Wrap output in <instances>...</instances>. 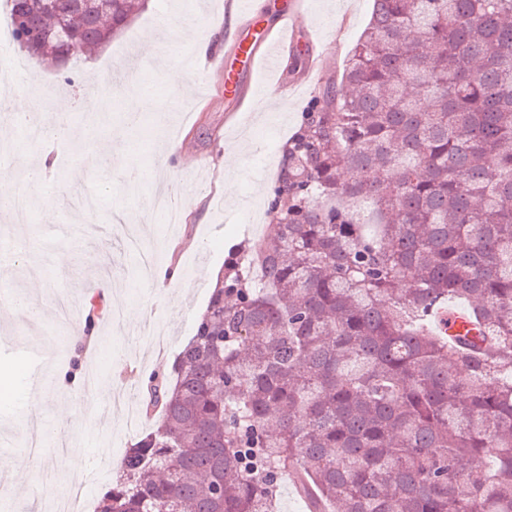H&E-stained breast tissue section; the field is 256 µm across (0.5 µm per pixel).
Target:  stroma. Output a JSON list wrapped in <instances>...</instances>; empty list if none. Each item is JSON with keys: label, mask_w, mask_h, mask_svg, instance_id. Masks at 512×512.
I'll return each mask as SVG.
<instances>
[{"label": "stroma", "mask_w": 512, "mask_h": 512, "mask_svg": "<svg viewBox=\"0 0 512 512\" xmlns=\"http://www.w3.org/2000/svg\"><path fill=\"white\" fill-rule=\"evenodd\" d=\"M372 9V0H305L299 50L314 47L324 57L315 84L288 101L271 94L273 73L255 76L253 110L242 126L224 122V92L214 89L213 78L196 70L186 73L181 88L163 76L169 65L181 64L188 54L207 50L223 56L224 0H147L133 21L91 60L73 57L60 68L29 61L25 79L46 89L40 108L44 117L64 115L71 136L46 142L13 166L22 190L40 198L37 187L22 179L26 164L51 158L47 175L65 189V204L52 221L33 213L30 223H15L0 213V250L23 252L31 270L21 273L15 262L0 263V293L14 295L16 304L0 306V368L16 367V389L22 400L33 401L47 431V450L31 457L24 428L28 418L19 407L0 406V487H7L8 503L17 512H41L43 473L54 474L57 491L82 479L87 467L97 473L112 470L124 457L125 447L114 436L126 422V405L115 404L116 390L128 391L138 401L141 376L169 369L191 336L205 310L212 276L231 250L257 236L256 225L265 216L267 196L277 176L280 148L295 132L316 84L330 69L341 65L356 44ZM171 17L167 33L158 20ZM193 26L195 38L183 35ZM153 73L157 100L153 109L132 122L124 108V87L143 67ZM120 76L121 91L105 94L107 111L91 114L80 101L98 93L107 75ZM137 166L129 168L126 154ZM111 182L109 197L99 187ZM177 187L193 198L197 208L183 213L177 231H170L162 214H148V203L158 193ZM134 234L155 254L158 267L178 264L176 279L154 287L139 272L138 259L126 247ZM109 287L113 305L128 318L122 326L99 323L94 343L96 386L59 380L68 361L33 373L21 352L30 337L56 342L70 349L82 328V311L93 290ZM137 319H130V312ZM77 409L75 420L58 424L63 405ZM26 467L24 480L15 468Z\"/></svg>", "instance_id": "35a3bbf8"}]
</instances>
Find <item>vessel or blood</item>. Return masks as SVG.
Segmentation results:
<instances>
[{"label":"vessel or blood","instance_id":"1","mask_svg":"<svg viewBox=\"0 0 512 512\" xmlns=\"http://www.w3.org/2000/svg\"><path fill=\"white\" fill-rule=\"evenodd\" d=\"M266 7L265 0H225V15L238 21L237 30L231 34L232 42L222 59L209 57L195 63L196 68L222 74L224 98L232 104L227 113L231 120L244 112L252 100L250 78L258 66L280 69L281 58L272 53V46H290L296 39L302 0H289L272 25L263 22Z\"/></svg>","mask_w":512,"mask_h":512}]
</instances>
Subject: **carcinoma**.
<instances>
[{
  "label": "carcinoma",
  "instance_id": "1",
  "mask_svg": "<svg viewBox=\"0 0 512 512\" xmlns=\"http://www.w3.org/2000/svg\"><path fill=\"white\" fill-rule=\"evenodd\" d=\"M8 2L49 66L60 14L91 53L141 9ZM267 206L96 512H275L285 475L308 512H512V0H373Z\"/></svg>",
  "mask_w": 512,
  "mask_h": 512
}]
</instances>
